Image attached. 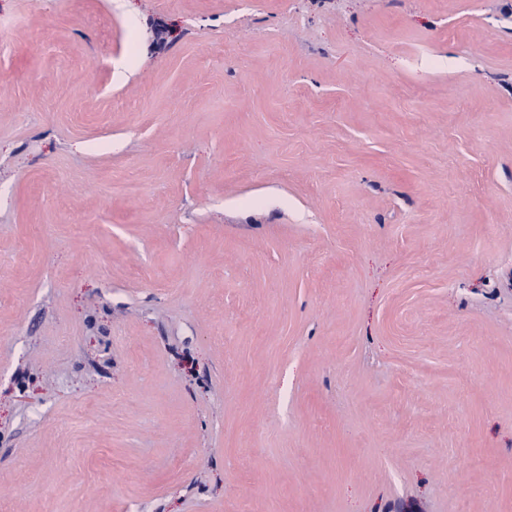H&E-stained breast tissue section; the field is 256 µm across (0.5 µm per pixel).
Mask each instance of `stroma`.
I'll return each mask as SVG.
<instances>
[{"mask_svg":"<svg viewBox=\"0 0 512 512\" xmlns=\"http://www.w3.org/2000/svg\"><path fill=\"white\" fill-rule=\"evenodd\" d=\"M0 512H512V0H0Z\"/></svg>","mask_w":512,"mask_h":512,"instance_id":"stroma-1","label":"stroma"}]
</instances>
